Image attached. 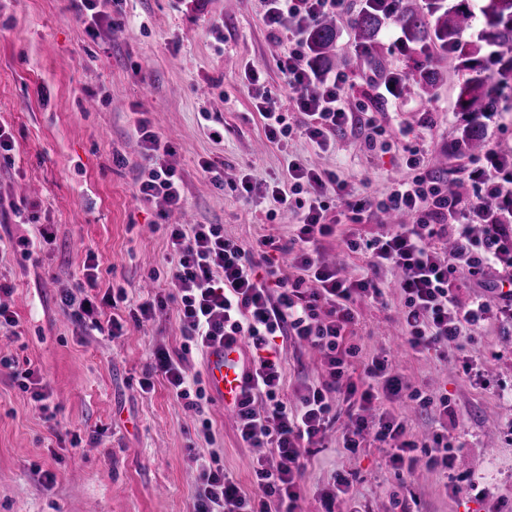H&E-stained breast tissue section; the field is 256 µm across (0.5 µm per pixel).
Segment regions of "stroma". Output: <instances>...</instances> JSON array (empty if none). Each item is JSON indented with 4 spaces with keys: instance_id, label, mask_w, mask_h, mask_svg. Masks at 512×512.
<instances>
[{
    "instance_id": "stroma-1",
    "label": "stroma",
    "mask_w": 512,
    "mask_h": 512,
    "mask_svg": "<svg viewBox=\"0 0 512 512\" xmlns=\"http://www.w3.org/2000/svg\"><path fill=\"white\" fill-rule=\"evenodd\" d=\"M108 16L88 32L74 0H0V126L12 137V163H0V305L17 320L0 330V357L41 375L49 412L35 406L9 368L0 366V512H191L197 457L212 458L226 476L252 487L259 448L240 439L233 412L209 399L203 414L184 407L152 370L153 352L184 356L189 374L204 371V356L186 346L178 305L168 300L152 320L139 323L130 309L169 286L168 224H220L225 236L244 245L261 237L287 243L297 226L292 210L272 208L263 187L287 179L297 158L336 173L345 194L381 199L407 173L406 146L423 148L462 200L475 188L459 169L470 162L454 150L464 122L456 100L461 73L436 53L408 54L398 24L386 22L361 66L353 69L344 98L369 105L391 137L369 145L364 133H337L321 152L302 134L268 142L245 78L254 66L282 111L292 91L277 62L287 39H275L265 23V0H102ZM439 69L429 93L386 99L379 86L415 66ZM433 115L431 129L417 124ZM166 137L181 172L186 205L168 210L163 200L144 204L136 196L141 175L137 119ZM223 130V141L209 129ZM224 171L223 186L206 177L202 163ZM249 175L257 192L235 191ZM29 208L34 220L16 223L13 206ZM336 234L322 243L324 261L363 274L365 259L349 252V233L383 231L380 216L348 223L332 209ZM52 225L54 239L25 255L17 242ZM95 254L96 294L123 286L127 300L101 305L96 321H77L63 307L64 293L84 284V263ZM398 272L382 274L376 301L358 302L349 338L359 348L355 378L372 357L389 355L412 388L448 397L455 423L438 407L404 399L376 404L407 423L409 437L446 431L455 457L450 476L418 463L395 472L390 446L367 440L348 451L332 428L309 446L297 512H324L320 492L342 474L352 495L335 512H512V323L473 328L448 346L447 358L416 354L406 346ZM118 319L123 332L101 325ZM280 397L295 404L304 388L325 378L320 353L288 340L280 345ZM154 384L143 392V381ZM458 493L447 492L445 483Z\"/></svg>"
}]
</instances>
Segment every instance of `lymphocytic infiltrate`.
Segmentation results:
<instances>
[{"mask_svg": "<svg viewBox=\"0 0 512 512\" xmlns=\"http://www.w3.org/2000/svg\"><path fill=\"white\" fill-rule=\"evenodd\" d=\"M343 5L344 0H268L267 27L273 36L288 38V53L278 67L293 91L294 106L293 113L279 111L275 100L258 89L256 108L270 142L298 131L325 152L336 132L344 129L364 130L371 141L385 135L368 108L347 107L343 92L350 81L348 71L321 79L306 60L307 27L320 15H340ZM135 131L144 161L136 188L139 200L160 198L170 209H183L182 177L169 161L171 143L146 119L137 120ZM405 166L408 176L394 181L378 202L365 197L342 201L354 224L373 210L408 218L366 239L345 237L349 251L367 258L366 277L344 275L320 259L321 241L335 232L327 220V195L338 177L298 159L288 162L287 183L267 190L274 203L297 217V234L285 248L299 272L296 280L281 275L267 252L269 239L247 247L225 237L220 224L167 225L182 334L202 352L224 341H248L254 355L235 406L236 429L250 447L273 449L278 457L272 467L257 460L250 492L226 478L223 469L200 460L193 512H296L305 469L302 444L325 432L332 412L329 395L336 391L349 406L344 447H360L370 435L393 443L389 463L394 469H414L415 453L421 449L429 471L445 475L452 470L454 459L444 435L421 444L408 438L404 420L391 412L366 417L368 406L381 399L407 397L423 407L431 399L410 389L385 356L366 364L365 383L351 382L350 360L356 349L346 344V332L357 322V302L380 297L375 277L387 270L400 275L406 342L415 353L441 351L482 322L512 319V156L490 148L484 158L468 164L463 174L478 193L466 204L449 196L447 180L427 168L420 147L407 148ZM475 224L482 225L481 234L472 233ZM448 236L455 247L443 256L436 243ZM487 266L501 269L489 295L460 304L452 288L457 273L465 269L475 274ZM280 337L317 348L327 373L326 382L306 389L293 409L278 397L283 369L274 347ZM153 357L155 372L166 379L174 398L202 412L205 390L199 377L189 376L183 360L167 349H156Z\"/></svg>", "mask_w": 512, "mask_h": 512, "instance_id": "lymphocytic-infiltrate-1", "label": "lymphocytic infiltrate"}]
</instances>
